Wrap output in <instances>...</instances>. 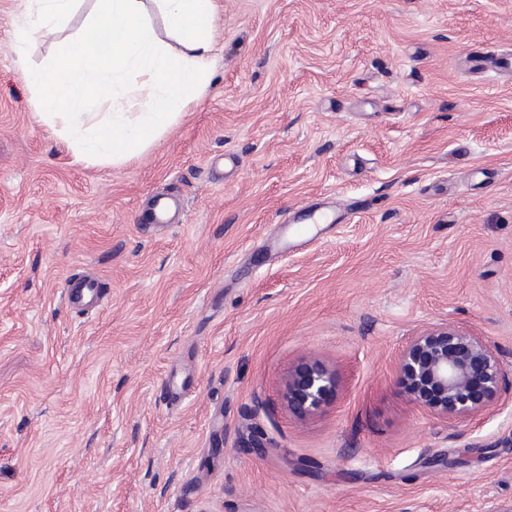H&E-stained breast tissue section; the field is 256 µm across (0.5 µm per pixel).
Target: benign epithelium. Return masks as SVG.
<instances>
[{"label": "benign epithelium", "instance_id": "obj_1", "mask_svg": "<svg viewBox=\"0 0 512 512\" xmlns=\"http://www.w3.org/2000/svg\"><path fill=\"white\" fill-rule=\"evenodd\" d=\"M396 371L408 399L433 416L465 422L499 398L506 370L482 336L448 322L430 324L409 338ZM288 407L311 415L335 389V374L305 359L283 378Z\"/></svg>", "mask_w": 512, "mask_h": 512}]
</instances>
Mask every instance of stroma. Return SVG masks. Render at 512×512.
Wrapping results in <instances>:
<instances>
[{
  "instance_id": "1",
  "label": "stroma",
  "mask_w": 512,
  "mask_h": 512,
  "mask_svg": "<svg viewBox=\"0 0 512 512\" xmlns=\"http://www.w3.org/2000/svg\"><path fill=\"white\" fill-rule=\"evenodd\" d=\"M216 3L207 90L114 163L35 111L55 40L16 53L0 0V512H512V0ZM445 321L507 371L464 423L395 370ZM305 356L336 387L300 416ZM181 209V201L171 194H157L154 198L150 213L149 224H170L173 211ZM69 303L82 311H88L98 306L103 299L100 283L91 277L74 283L67 289ZM288 407L296 413L311 415L318 411L335 389V374L316 359H305L283 378Z\"/></svg>"
}]
</instances>
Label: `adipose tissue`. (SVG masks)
<instances>
[{
	"instance_id": "ef3b65f1",
	"label": "adipose tissue",
	"mask_w": 512,
	"mask_h": 512,
	"mask_svg": "<svg viewBox=\"0 0 512 512\" xmlns=\"http://www.w3.org/2000/svg\"><path fill=\"white\" fill-rule=\"evenodd\" d=\"M75 0H20L16 44L33 36L56 43L40 68H24L42 120L71 138L83 160L139 156L206 91L211 72L215 0H94L84 36L57 40ZM160 16L166 30L152 26ZM137 93L138 113L98 118L91 105L117 90Z\"/></svg>"
}]
</instances>
